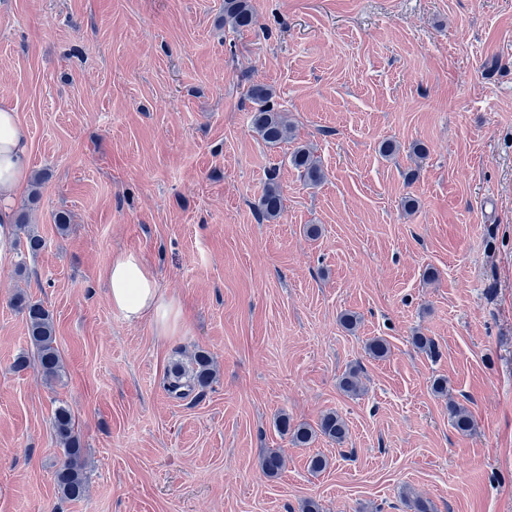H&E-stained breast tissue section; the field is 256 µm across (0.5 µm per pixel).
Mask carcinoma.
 Returning a JSON list of instances; mask_svg holds the SVG:
<instances>
[{"label":"carcinoma","instance_id":"cac0c4a2","mask_svg":"<svg viewBox=\"0 0 512 512\" xmlns=\"http://www.w3.org/2000/svg\"><path fill=\"white\" fill-rule=\"evenodd\" d=\"M254 21L253 8L250 0H224V23L233 28H245ZM273 90L264 85H254L248 90V98L254 104L252 125L256 134L266 144L276 146L290 138L291 126L284 116L274 108ZM291 165L298 170L311 185L321 183L325 173L313 150L301 145L290 154ZM259 212L266 221L276 220L282 211V192L275 178H270L258 204ZM18 224L24 234L20 246L27 253L34 254L42 248V238L32 230L25 215H20ZM14 302L26 316L28 338L35 351L42 375L46 380L59 376L61 359L55 346V325L50 311L37 301L29 300L19 292ZM216 377L213 362L207 352L197 351L186 366L180 361L173 362L167 369V390L177 397H185L195 390L208 388ZM342 390L350 396L360 395L364 387L359 371L349 370L340 381ZM453 425L461 432L471 429L472 420L465 408L453 406L451 409ZM281 432L290 436L296 445L307 446L317 435H322L340 445L347 434L345 421L334 411L325 413L313 429L307 425L292 426L288 418L279 421ZM53 429L59 444L63 447L64 458L55 471L54 481L58 492L67 499H78L85 491V460L83 448L75 432V422L69 408L60 406L53 418ZM284 458L276 450L269 451L260 461L264 475L272 478L284 468Z\"/></svg>","mask_w":512,"mask_h":512}]
</instances>
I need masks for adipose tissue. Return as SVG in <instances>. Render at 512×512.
Masks as SVG:
<instances>
[{"mask_svg": "<svg viewBox=\"0 0 512 512\" xmlns=\"http://www.w3.org/2000/svg\"><path fill=\"white\" fill-rule=\"evenodd\" d=\"M30 144L19 115L0 105V267L16 252L14 218L8 197L29 173ZM111 305L131 323L151 319L159 335H173L181 313L158 286L152 270L131 251L113 254L103 274Z\"/></svg>", "mask_w": 512, "mask_h": 512, "instance_id": "ef3b65f1", "label": "adipose tissue"}]
</instances>
